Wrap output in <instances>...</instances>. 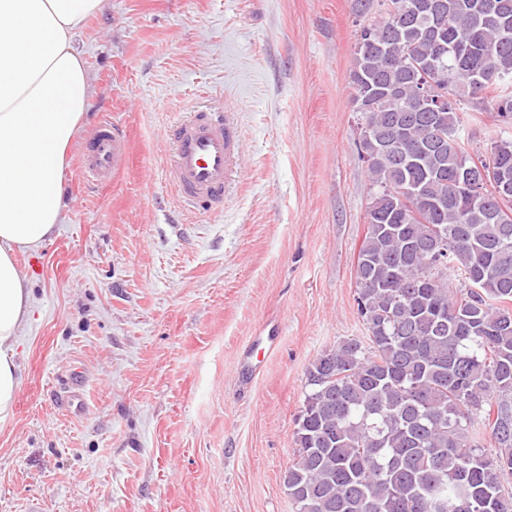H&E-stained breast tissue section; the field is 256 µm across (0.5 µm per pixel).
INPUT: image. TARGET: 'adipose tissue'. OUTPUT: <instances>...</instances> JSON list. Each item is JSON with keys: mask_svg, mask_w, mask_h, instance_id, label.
<instances>
[{"mask_svg": "<svg viewBox=\"0 0 512 512\" xmlns=\"http://www.w3.org/2000/svg\"><path fill=\"white\" fill-rule=\"evenodd\" d=\"M104 3L0 0V423L14 413L16 344L33 307L16 255L62 221L67 151L90 98L75 35Z\"/></svg>", "mask_w": 512, "mask_h": 512, "instance_id": "obj_1", "label": "adipose tissue"}]
</instances>
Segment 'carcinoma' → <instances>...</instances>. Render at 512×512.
I'll return each mask as SVG.
<instances>
[{"instance_id":"obj_1","label":"carcinoma","mask_w":512,"mask_h":512,"mask_svg":"<svg viewBox=\"0 0 512 512\" xmlns=\"http://www.w3.org/2000/svg\"><path fill=\"white\" fill-rule=\"evenodd\" d=\"M357 5L397 9L358 28L350 73L367 336L310 363L283 484L297 512H512V140L473 157L457 111L512 119V0ZM427 88L452 105L413 111ZM408 185L431 205L416 217L385 204Z\"/></svg>"}]
</instances>
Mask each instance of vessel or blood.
I'll return each instance as SVG.
<instances>
[{
	"instance_id": "1",
	"label": "vessel or blood",
	"mask_w": 512,
	"mask_h": 512,
	"mask_svg": "<svg viewBox=\"0 0 512 512\" xmlns=\"http://www.w3.org/2000/svg\"><path fill=\"white\" fill-rule=\"evenodd\" d=\"M172 136L175 149L166 177L180 202L195 210L221 209L242 157L232 108L193 109L188 119L173 128ZM129 150V139L121 127L102 124L83 156L89 180L97 184L114 180L126 165Z\"/></svg>"
}]
</instances>
